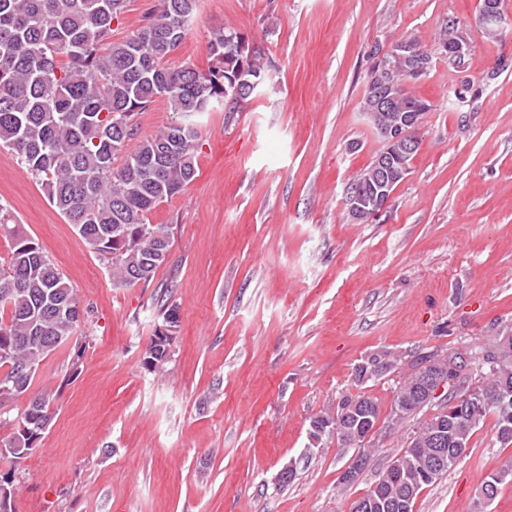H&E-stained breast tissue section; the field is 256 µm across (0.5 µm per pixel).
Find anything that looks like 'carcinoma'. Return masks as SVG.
<instances>
[{
	"mask_svg": "<svg viewBox=\"0 0 512 512\" xmlns=\"http://www.w3.org/2000/svg\"><path fill=\"white\" fill-rule=\"evenodd\" d=\"M504 9V0H479L476 26L487 35L499 27L485 23L487 3ZM126 0H0V147L11 150L18 163L47 191L50 202L78 231L90 249L110 265L112 279L135 286L153 278L168 252L169 228L148 223L157 204L181 193L197 173L201 140L198 118L219 107H236L224 97L244 93V80L265 74L258 49L241 51V34L233 28L211 31L207 71L188 64L165 65L184 40L197 12L198 0H157L155 9L124 40L112 41V25ZM466 37L457 23L446 22L440 38L448 64L463 68L465 60L449 52ZM425 61V73H410L414 56ZM363 110L383 98L385 121L400 122L412 113L421 126L430 105L412 91L434 64V54L415 40L376 46ZM158 98L166 99L178 120L155 134L137 138L136 117ZM136 141L133 148L129 142ZM378 159L352 181L373 193ZM10 211L0 204V227L9 230L10 257L0 263V411L23 399L17 426L0 445V512H17L13 488L20 462L43 438L58 392L32 390L40 364L67 345L82 322L73 288L41 247L17 228ZM171 338L154 329L144 363L163 362ZM420 371L452 373L456 390L435 405V413L418 427L411 447L396 459L395 473L377 482L361 497L370 512H413L424 487L434 483L460 460L476 428L492 414L499 442L512 445V338L500 331L487 345L464 358L458 353H432L413 363ZM479 378L487 401L469 405L457 401L458 391ZM418 378L398 391L388 422L395 425L432 405L418 397ZM360 410L336 426L332 415L314 423L337 430L343 445L358 448L349 432L373 428L381 418L378 403L368 396H345ZM443 436L444 463L428 478L419 472V458L432 451L430 435ZM408 501L404 511L392 508Z\"/></svg>",
	"mask_w": 512,
	"mask_h": 512,
	"instance_id": "cac0c4a2",
	"label": "carcinoma"
}]
</instances>
